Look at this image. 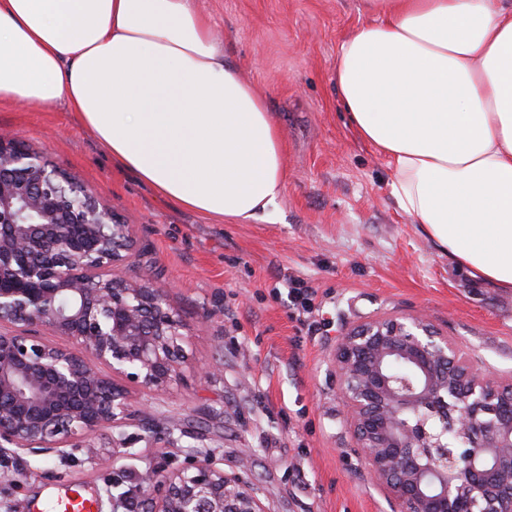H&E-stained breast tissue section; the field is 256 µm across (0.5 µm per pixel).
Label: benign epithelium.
I'll return each instance as SVG.
<instances>
[{"label":"benign epithelium","instance_id":"1","mask_svg":"<svg viewBox=\"0 0 512 512\" xmlns=\"http://www.w3.org/2000/svg\"><path fill=\"white\" fill-rule=\"evenodd\" d=\"M131 246L79 179L0 140V455L64 456L138 425L115 377L156 391L178 378L181 317L165 289L120 276ZM334 359L358 448L398 512H512L511 385L462 364L421 316L351 326ZM138 483L145 512H265L247 467L227 473L207 452Z\"/></svg>","mask_w":512,"mask_h":512}]
</instances>
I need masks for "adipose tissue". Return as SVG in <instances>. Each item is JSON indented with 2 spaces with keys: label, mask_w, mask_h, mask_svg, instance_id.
<instances>
[{
  "label": "adipose tissue",
  "mask_w": 512,
  "mask_h": 512,
  "mask_svg": "<svg viewBox=\"0 0 512 512\" xmlns=\"http://www.w3.org/2000/svg\"><path fill=\"white\" fill-rule=\"evenodd\" d=\"M336 97L436 250L512 291V0H364ZM64 106L162 197L277 218L285 139L192 0H0V105Z\"/></svg>",
  "instance_id": "1"
}]
</instances>
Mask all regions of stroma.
<instances>
[{
  "label": "stroma",
  "instance_id": "stroma-1",
  "mask_svg": "<svg viewBox=\"0 0 512 512\" xmlns=\"http://www.w3.org/2000/svg\"><path fill=\"white\" fill-rule=\"evenodd\" d=\"M283 130L277 223H217L121 169L62 106L0 107V135L38 153L129 225L130 281L164 288L184 324L185 361L163 392L130 386L141 425L110 464L86 450L0 457V512H27L69 487L98 512H127L146 467L211 453L248 463L265 512H393L346 423L333 360L342 329L424 316L468 365L512 382V292L472 278L397 209L386 157L361 141L335 92V58L366 19L362 0H194ZM314 289L301 324L285 277Z\"/></svg>",
  "mask_w": 512,
  "mask_h": 512
}]
</instances>
